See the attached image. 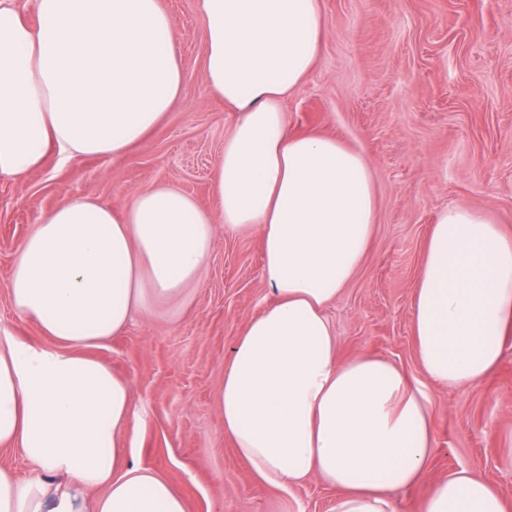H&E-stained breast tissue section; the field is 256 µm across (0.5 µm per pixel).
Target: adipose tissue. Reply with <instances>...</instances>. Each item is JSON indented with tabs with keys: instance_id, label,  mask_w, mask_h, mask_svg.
Masks as SVG:
<instances>
[{
	"instance_id": "ef3b65f1",
	"label": "adipose tissue",
	"mask_w": 512,
	"mask_h": 512,
	"mask_svg": "<svg viewBox=\"0 0 512 512\" xmlns=\"http://www.w3.org/2000/svg\"><path fill=\"white\" fill-rule=\"evenodd\" d=\"M210 93L241 119L214 171L217 213L181 190H138L116 216L85 197L56 206L19 244L7 293L46 349L0 328V512H187L149 469L122 466L133 389L87 348L124 332L147 292L197 280L217 229L256 231L271 302L230 343L216 413L265 482L319 479L333 512H505L496 486L461 470L436 483L430 386L489 377L512 340V236L466 204L444 209L424 247L412 327L424 375L360 354L343 360L326 310L369 250L377 204L363 154L289 131L288 94L324 39L319 0H198ZM37 23L0 0V176L48 159L116 157L177 100L174 21L160 0H35ZM100 489L87 499V489Z\"/></svg>"
}]
</instances>
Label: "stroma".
Wrapping results in <instances>:
<instances>
[{"label":"stroma","mask_w":512,"mask_h":512,"mask_svg":"<svg viewBox=\"0 0 512 512\" xmlns=\"http://www.w3.org/2000/svg\"><path fill=\"white\" fill-rule=\"evenodd\" d=\"M319 2L326 36L283 104L288 128L359 149L377 201L369 251L327 316L341 357H381L418 379L414 291L439 213L463 202L512 235V0ZM161 5L175 23L183 89L156 128L113 158L0 178V327L23 341L52 344L15 314L5 288L17 245L43 213L90 197L120 215L153 184L218 209L213 172L238 115L207 89L197 0ZM270 300L258 234L219 233L196 283L172 298L146 295L132 325L92 350L134 391L124 464L159 473L188 512H331L337 492L321 482L259 479L216 414L229 342ZM431 393L430 481L464 469L512 506V345L489 378Z\"/></svg>","instance_id":"obj_1"}]
</instances>
